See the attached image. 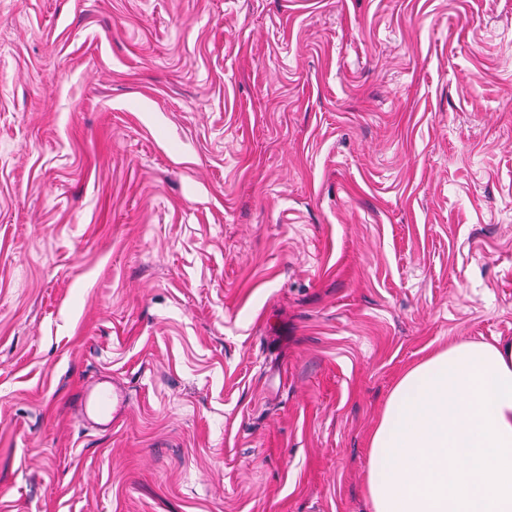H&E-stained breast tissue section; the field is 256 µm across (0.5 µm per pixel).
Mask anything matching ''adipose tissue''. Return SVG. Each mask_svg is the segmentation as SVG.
I'll return each mask as SVG.
<instances>
[{
  "mask_svg": "<svg viewBox=\"0 0 512 512\" xmlns=\"http://www.w3.org/2000/svg\"><path fill=\"white\" fill-rule=\"evenodd\" d=\"M367 496L372 512H512V340L451 343L399 379Z\"/></svg>",
  "mask_w": 512,
  "mask_h": 512,
  "instance_id": "adipose-tissue-1",
  "label": "adipose tissue"
}]
</instances>
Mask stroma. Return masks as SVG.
<instances>
[{"label":"stroma","instance_id":"1","mask_svg":"<svg viewBox=\"0 0 512 512\" xmlns=\"http://www.w3.org/2000/svg\"><path fill=\"white\" fill-rule=\"evenodd\" d=\"M497 337L512 0H0V512H372L397 381ZM95 411L103 418L109 419L106 426L114 424L125 412V399L115 388H101L93 400Z\"/></svg>","mask_w":512,"mask_h":512}]
</instances>
